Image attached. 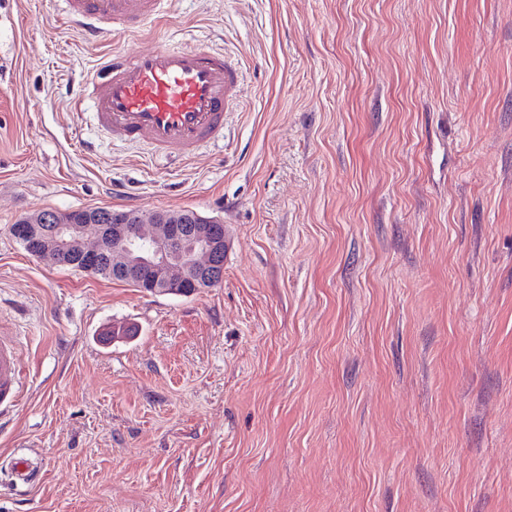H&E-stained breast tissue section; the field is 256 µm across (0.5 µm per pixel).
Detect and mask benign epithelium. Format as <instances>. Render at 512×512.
<instances>
[{
  "label": "benign epithelium",
  "mask_w": 512,
  "mask_h": 512,
  "mask_svg": "<svg viewBox=\"0 0 512 512\" xmlns=\"http://www.w3.org/2000/svg\"><path fill=\"white\" fill-rule=\"evenodd\" d=\"M16 236L34 257L57 266L82 261L93 273L107 258L112 276L150 293L195 295L220 283L225 234L222 222L195 211H112V222L88 209L19 218Z\"/></svg>",
  "instance_id": "benign-epithelium-1"
}]
</instances>
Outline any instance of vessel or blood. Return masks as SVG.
Listing matches in <instances>:
<instances>
[{
  "label": "vessel or blood",
  "instance_id": "b4317fda",
  "mask_svg": "<svg viewBox=\"0 0 512 512\" xmlns=\"http://www.w3.org/2000/svg\"><path fill=\"white\" fill-rule=\"evenodd\" d=\"M65 23L86 40L156 21L164 0H65ZM241 73L208 46L158 45L134 57L112 53L82 79L78 101H90L97 128L115 142L147 145L153 154L193 157L224 136L229 107L239 98ZM21 355L0 327V406L23 397Z\"/></svg>",
  "mask_w": 512,
  "mask_h": 512
}]
</instances>
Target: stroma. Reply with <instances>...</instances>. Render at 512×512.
I'll return each mask as SVG.
<instances>
[{"label": "stroma", "mask_w": 512, "mask_h": 512, "mask_svg": "<svg viewBox=\"0 0 512 512\" xmlns=\"http://www.w3.org/2000/svg\"><path fill=\"white\" fill-rule=\"evenodd\" d=\"M0 0V512H512V0H166L86 41ZM164 40L243 73L190 162L71 89ZM197 211L224 278L148 294L33 257L45 210ZM40 470L14 484L12 458ZM21 355L15 336L0 322V407L16 406L24 397Z\"/></svg>", "instance_id": "stroma-1"}]
</instances>
